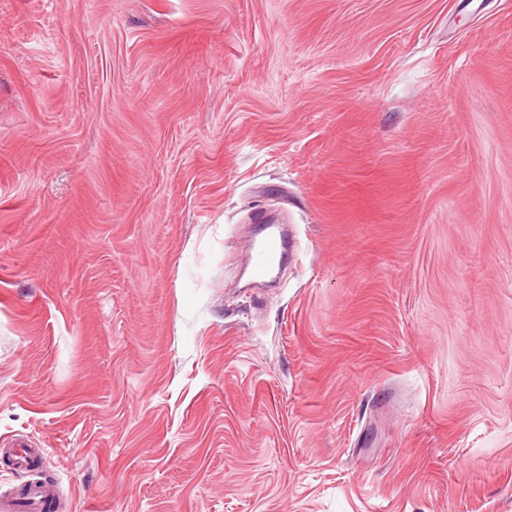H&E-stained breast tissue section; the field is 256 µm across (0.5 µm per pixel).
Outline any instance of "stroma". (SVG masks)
Returning a JSON list of instances; mask_svg holds the SVG:
<instances>
[{"label":"stroma","mask_w":512,"mask_h":512,"mask_svg":"<svg viewBox=\"0 0 512 512\" xmlns=\"http://www.w3.org/2000/svg\"><path fill=\"white\" fill-rule=\"evenodd\" d=\"M14 436L62 512H512V0H0ZM265 230H267V234L261 245L260 257L256 268L258 274L265 273L274 263L279 239L282 236V230L279 225L267 224Z\"/></svg>","instance_id":"1"}]
</instances>
